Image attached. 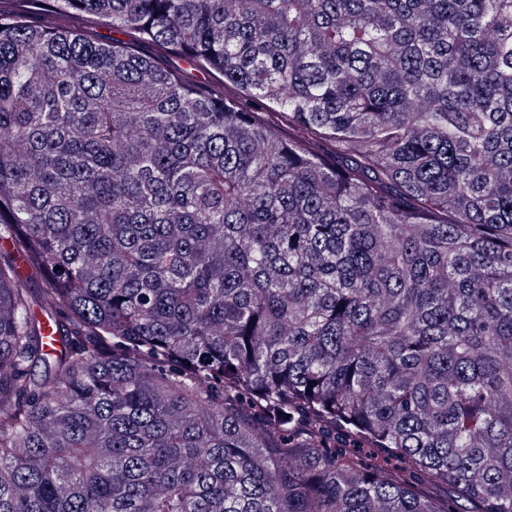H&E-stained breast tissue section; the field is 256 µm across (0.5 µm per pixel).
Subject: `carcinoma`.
Wrapping results in <instances>:
<instances>
[{"label":"carcinoma","mask_w":512,"mask_h":512,"mask_svg":"<svg viewBox=\"0 0 512 512\" xmlns=\"http://www.w3.org/2000/svg\"><path fill=\"white\" fill-rule=\"evenodd\" d=\"M4 1L0 512H512V0ZM163 62L172 69L182 70L184 73L182 77L190 82L196 84H208L212 82V77L204 71L198 69H191L181 58L175 55H166Z\"/></svg>","instance_id":"carcinoma-1"}]
</instances>
